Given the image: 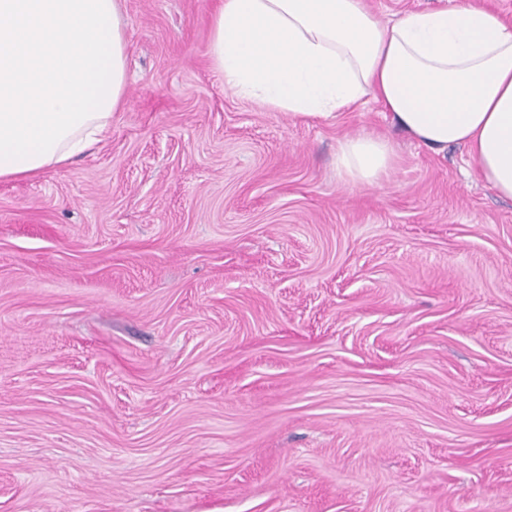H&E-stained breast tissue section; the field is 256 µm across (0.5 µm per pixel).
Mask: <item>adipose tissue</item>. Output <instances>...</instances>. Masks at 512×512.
<instances>
[{
  "mask_svg": "<svg viewBox=\"0 0 512 512\" xmlns=\"http://www.w3.org/2000/svg\"><path fill=\"white\" fill-rule=\"evenodd\" d=\"M118 0H0V180L64 166L107 135L131 75ZM208 56L237 96L296 117L365 100L417 144L463 146L512 199V21L481 0H447L381 22L367 0H216ZM391 144L342 139L336 170L379 186Z\"/></svg>",
  "mask_w": 512,
  "mask_h": 512,
  "instance_id": "1",
  "label": "adipose tissue"
}]
</instances>
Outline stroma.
Returning a JSON list of instances; mask_svg holds the SVG:
<instances>
[{"label": "stroma", "instance_id": "35a3bbf8", "mask_svg": "<svg viewBox=\"0 0 512 512\" xmlns=\"http://www.w3.org/2000/svg\"><path fill=\"white\" fill-rule=\"evenodd\" d=\"M119 4L107 138L0 181V512H512V200L226 92L213 0ZM396 164L391 144L378 136L361 134L339 141L336 170L354 186H380Z\"/></svg>", "mask_w": 512, "mask_h": 512}]
</instances>
